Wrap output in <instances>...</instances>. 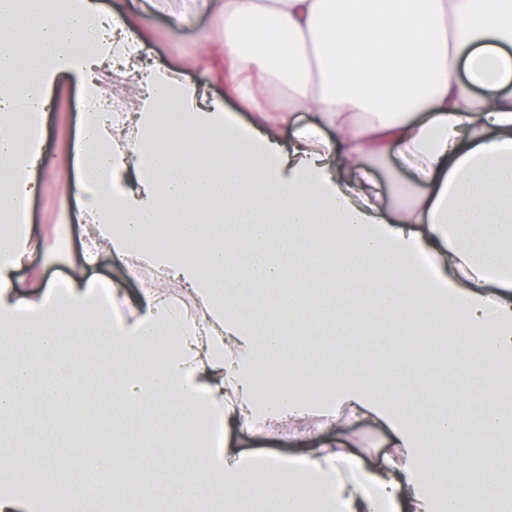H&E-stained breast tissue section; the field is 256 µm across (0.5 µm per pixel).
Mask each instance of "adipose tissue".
<instances>
[{
  "instance_id": "adipose-tissue-1",
  "label": "adipose tissue",
  "mask_w": 512,
  "mask_h": 512,
  "mask_svg": "<svg viewBox=\"0 0 512 512\" xmlns=\"http://www.w3.org/2000/svg\"><path fill=\"white\" fill-rule=\"evenodd\" d=\"M174 25L213 14L224 28V61L244 101L255 88L287 87L289 106L256 108L251 126L206 89L153 65L125 40L120 13L98 0H0L13 18L0 38V74L26 80L0 91V464L17 479L59 477L68 501L148 494L164 512H238L242 494L265 490L266 512H489L461 482H512V0H182ZM133 68L140 108L115 122L88 112L69 147L76 176L67 190L93 226L83 259L100 251L165 272L196 318L146 290L134 320L112 318L117 295L76 278L38 290L15 278L39 253L12 224L34 190L40 157L27 144L40 125L51 80L75 75L94 103L103 65ZM391 108H383V101ZM182 114L180 124L163 113ZM289 148L279 132L293 113ZM97 163L86 170L88 152ZM398 153L414 183L382 188L375 162ZM249 181H242L243 171ZM158 225L151 245L141 225ZM433 258L430 275L419 257ZM273 288L274 309L314 324L319 345L377 320L421 329L443 312L481 361L439 372L435 341L422 340V376L409 382L363 349L320 370L313 348L255 329L239 313ZM127 414L123 452L110 448L112 401L78 350L94 337ZM309 378L253 395L286 351ZM326 424L373 414L398 437L384 468L339 448H307L290 465L229 452L224 433L257 416L308 412L315 391ZM448 448H423L422 433ZM82 454L86 472L65 467ZM444 479L442 496L433 481Z\"/></svg>"
}]
</instances>
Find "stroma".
<instances>
[{
    "mask_svg": "<svg viewBox=\"0 0 512 512\" xmlns=\"http://www.w3.org/2000/svg\"><path fill=\"white\" fill-rule=\"evenodd\" d=\"M181 0H162L160 8L136 20L135 31L145 39L152 63L169 69L185 82L207 86L211 94L223 100L226 109L236 111L243 120H251L250 109L227 89L229 75L219 56L201 49V34L223 41V33L214 29L211 15L204 14L186 26L171 25ZM50 104L44 113L42 156L33 170L35 190L30 198L29 233L39 249L49 252L48 260L21 268L16 277L23 283L58 281L80 271L82 245L87 230L76 219L77 203L66 191L73 175L67 158L69 142L79 134L83 114L82 91L71 75L59 74L48 89ZM340 442L353 454L379 464L393 451L396 438L382 422L361 417L347 427L314 430L307 420L275 424L257 423L237 426L224 438L227 448L237 452L266 453L286 459L301 453L308 441Z\"/></svg>",
    "mask_w": 512,
    "mask_h": 512,
    "instance_id": "35a3bbf8",
    "label": "stroma"
}]
</instances>
